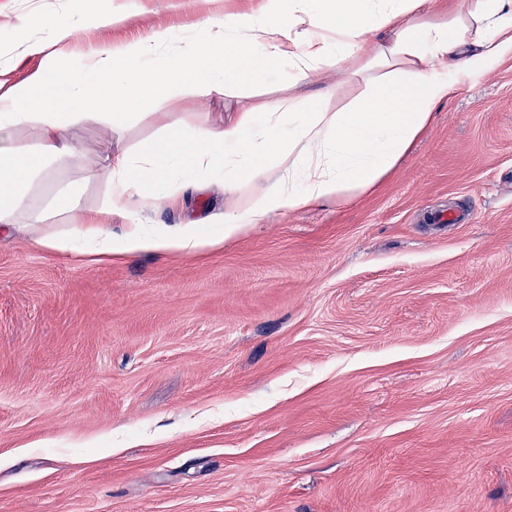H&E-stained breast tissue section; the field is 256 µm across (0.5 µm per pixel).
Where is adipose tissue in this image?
Returning a JSON list of instances; mask_svg holds the SVG:
<instances>
[{
    "label": "adipose tissue",
    "mask_w": 512,
    "mask_h": 512,
    "mask_svg": "<svg viewBox=\"0 0 512 512\" xmlns=\"http://www.w3.org/2000/svg\"><path fill=\"white\" fill-rule=\"evenodd\" d=\"M83 24L66 9L49 21L24 15L15 32L34 28L39 37L0 58V71L41 60L0 90V228L93 226L116 216L135 224L90 250L73 236L39 240L47 251L90 263L152 250L204 253L273 213L376 192L461 75L480 76L512 58V0H250L247 12L191 24L177 58L167 53L175 36L162 27L118 48L65 54ZM253 60L288 65V85L276 98L257 96L235 123L214 129L195 114L172 112L162 135L138 152L81 161L71 136L76 122L122 125L150 90L168 98L235 95ZM24 129L33 147L17 145ZM56 162L79 164L84 182L103 183L102 205L87 206L74 188L31 204L35 181L51 180ZM202 180L224 185L223 233L139 231L142 213L178 201Z\"/></svg>",
    "instance_id": "adipose-tissue-1"
}]
</instances>
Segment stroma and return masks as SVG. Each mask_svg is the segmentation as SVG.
I'll use <instances>...</instances> for the list:
<instances>
[{
  "instance_id": "obj_1",
  "label": "stroma",
  "mask_w": 512,
  "mask_h": 512,
  "mask_svg": "<svg viewBox=\"0 0 512 512\" xmlns=\"http://www.w3.org/2000/svg\"><path fill=\"white\" fill-rule=\"evenodd\" d=\"M127 12L72 49L248 10L247 0H0ZM232 97L150 92L138 150L169 112L210 126ZM190 188L160 233L224 211ZM456 210L460 224L435 214ZM0 231V512H512V61L435 107L374 195L273 214L205 255L84 263Z\"/></svg>"
}]
</instances>
